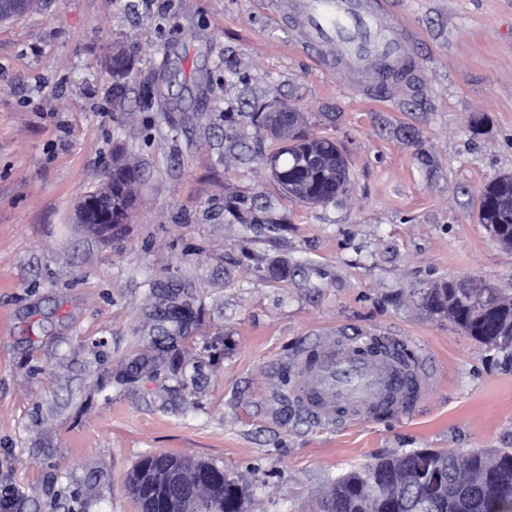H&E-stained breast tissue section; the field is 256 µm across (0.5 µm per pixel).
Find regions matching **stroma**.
<instances>
[{
  "label": "stroma",
  "mask_w": 512,
  "mask_h": 512,
  "mask_svg": "<svg viewBox=\"0 0 512 512\" xmlns=\"http://www.w3.org/2000/svg\"><path fill=\"white\" fill-rule=\"evenodd\" d=\"M386 5L413 68L383 88L303 46L274 0H39L0 21L11 512H138L127 478L154 453L223 467L245 512H309L381 458L512 448V349L421 301L461 277L512 293V251L477 218L512 173V0ZM282 103L345 156L335 202H300L268 169L282 141L257 113ZM116 160L140 170L137 202L97 233L77 204ZM336 333L397 337L432 388L402 416L315 423L282 381Z\"/></svg>",
  "instance_id": "35a3bbf8"
}]
</instances>
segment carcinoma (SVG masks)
Listing matches in <instances>:
<instances>
[{"label": "carcinoma", "mask_w": 512, "mask_h": 512, "mask_svg": "<svg viewBox=\"0 0 512 512\" xmlns=\"http://www.w3.org/2000/svg\"><path fill=\"white\" fill-rule=\"evenodd\" d=\"M312 138L296 134L288 151L281 155L283 188L299 186L300 201L326 204L348 191V175L343 158H338V177L304 168ZM139 181L133 165L112 166V223H126L134 198L128 196L131 182ZM512 175H503L486 184L480 194L478 218L498 242L512 248ZM427 308L448 316L464 333L502 349L512 348V296L492 288L481 302H474L468 289L448 282L431 289ZM155 495L169 512H184L168 475L190 474L209 469L207 462H190L168 454H155L149 460ZM429 466L439 469L444 484L430 493L419 481ZM147 474L131 473L128 487L139 512L147 505L142 487ZM209 493L224 499L225 512H243L244 488L234 478L213 480ZM312 512H512V448H474L467 452L422 448L387 457L354 468L337 478L327 494L320 497Z\"/></svg>", "instance_id": "1"}]
</instances>
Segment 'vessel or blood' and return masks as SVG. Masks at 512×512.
I'll list each match as a JSON object with an SVG mask.
<instances>
[{"mask_svg": "<svg viewBox=\"0 0 512 512\" xmlns=\"http://www.w3.org/2000/svg\"><path fill=\"white\" fill-rule=\"evenodd\" d=\"M302 16V38L313 50L337 51L353 66L400 65V21L383 0H292ZM389 336H318L303 351L308 383L290 391L292 401L320 425L358 423L365 414L411 412L434 380L420 360L401 367Z\"/></svg>", "mask_w": 512, "mask_h": 512, "instance_id": "vessel-or-blood-1", "label": "vessel or blood"}]
</instances>
